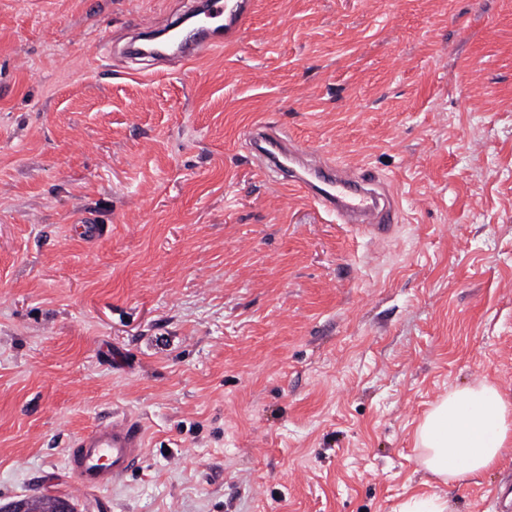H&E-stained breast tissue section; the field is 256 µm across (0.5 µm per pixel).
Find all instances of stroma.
<instances>
[{
    "label": "stroma",
    "mask_w": 512,
    "mask_h": 512,
    "mask_svg": "<svg viewBox=\"0 0 512 512\" xmlns=\"http://www.w3.org/2000/svg\"><path fill=\"white\" fill-rule=\"evenodd\" d=\"M195 4L0 0V507L65 496L116 414L143 461L77 512H512V437L453 487L416 446L448 391L512 403V0H255L126 58ZM262 122L375 171L391 238L266 180ZM252 0H208L204 18L191 26L179 44L182 58L198 56L203 48L236 42L247 30ZM448 499L439 495L415 497L401 505L399 512H451Z\"/></svg>",
    "instance_id": "obj_1"
}]
</instances>
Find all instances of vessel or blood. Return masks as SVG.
Returning a JSON list of instances; mask_svg holds the SVG:
<instances>
[{
	"instance_id": "b4317fda",
	"label": "vessel or blood",
	"mask_w": 512,
	"mask_h": 512,
	"mask_svg": "<svg viewBox=\"0 0 512 512\" xmlns=\"http://www.w3.org/2000/svg\"><path fill=\"white\" fill-rule=\"evenodd\" d=\"M251 9L252 0H206L203 19L190 27L179 44L181 57L189 59L203 49L236 42L247 30ZM245 140L256 153L265 179L279 176L284 164L298 165L301 172L295 186L370 240L386 238L398 223L397 201L378 192L379 181L371 171L324 161L311 148L290 140L287 132L265 124L251 127ZM144 452L141 423L128 415H115L72 439L64 469L75 493L100 492L136 469Z\"/></svg>"
}]
</instances>
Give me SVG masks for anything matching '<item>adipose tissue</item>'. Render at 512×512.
Segmentation results:
<instances>
[{
    "label": "adipose tissue",
    "instance_id": "1",
    "mask_svg": "<svg viewBox=\"0 0 512 512\" xmlns=\"http://www.w3.org/2000/svg\"><path fill=\"white\" fill-rule=\"evenodd\" d=\"M512 435V405L497 387L480 383L451 391L434 404L417 429L421 464L446 484L490 468Z\"/></svg>",
    "mask_w": 512,
    "mask_h": 512
}]
</instances>
